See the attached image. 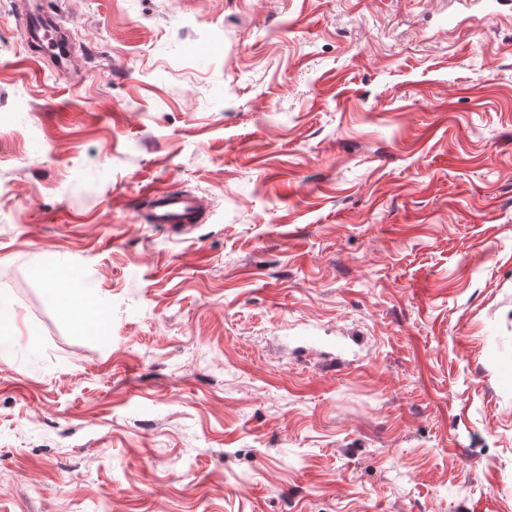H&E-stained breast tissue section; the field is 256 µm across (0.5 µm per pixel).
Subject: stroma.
Instances as JSON below:
<instances>
[{
    "label": "stroma",
    "mask_w": 512,
    "mask_h": 512,
    "mask_svg": "<svg viewBox=\"0 0 512 512\" xmlns=\"http://www.w3.org/2000/svg\"><path fill=\"white\" fill-rule=\"evenodd\" d=\"M26 8L0 0V512H512V12L61 0L67 80ZM155 185L206 221L141 223ZM60 304V312L66 319H81L89 313L99 314V311L87 301L86 295L78 288H55Z\"/></svg>",
    "instance_id": "35a3bbf8"
}]
</instances>
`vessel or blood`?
<instances>
[{
    "instance_id": "vessel-or-blood-1",
    "label": "vessel or blood",
    "mask_w": 512,
    "mask_h": 512,
    "mask_svg": "<svg viewBox=\"0 0 512 512\" xmlns=\"http://www.w3.org/2000/svg\"><path fill=\"white\" fill-rule=\"evenodd\" d=\"M58 10L53 0H40L37 9L23 15L19 26L35 41L38 53L57 69L73 66V57L59 58L55 52L57 41L64 30L56 19ZM146 208L140 213L145 224H160L178 233H186L197 223L203 202L197 195L187 191H174L166 187H150L144 192Z\"/></svg>"
}]
</instances>
